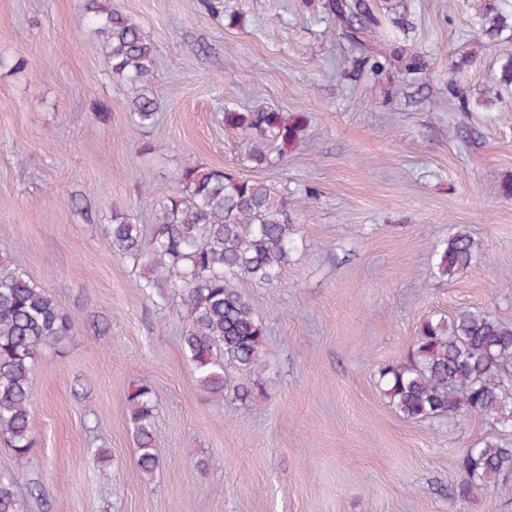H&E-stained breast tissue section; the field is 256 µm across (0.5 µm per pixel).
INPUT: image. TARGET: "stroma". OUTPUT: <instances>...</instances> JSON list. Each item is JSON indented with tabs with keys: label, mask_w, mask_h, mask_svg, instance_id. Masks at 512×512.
<instances>
[{
	"label": "stroma",
	"mask_w": 512,
	"mask_h": 512,
	"mask_svg": "<svg viewBox=\"0 0 512 512\" xmlns=\"http://www.w3.org/2000/svg\"><path fill=\"white\" fill-rule=\"evenodd\" d=\"M112 0L155 47L158 121L130 116L81 0H0V262L69 315L71 339L32 372L36 446L0 475L28 512H512L457 458L491 436L396 414L376 385L424 318L482 309L512 323V35L479 46L481 0H370L380 49L421 55L406 76L363 65L323 0ZM456 78L469 99L448 94ZM303 113L275 166L249 158L224 109ZM189 165L264 180L297 211L299 245L274 287L247 285L267 327L263 397L243 411L201 391L183 358L178 297L156 305L132 261L102 246L112 213L151 224ZM477 260L448 280L433 249L455 231ZM154 391L159 468L137 467L126 397ZM106 452L94 461L92 449Z\"/></svg>",
	"instance_id": "stroma-1"
}]
</instances>
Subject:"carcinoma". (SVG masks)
Returning <instances> with one entry per match:
<instances>
[{"instance_id": "cac0c4a2", "label": "carcinoma", "mask_w": 512, "mask_h": 512, "mask_svg": "<svg viewBox=\"0 0 512 512\" xmlns=\"http://www.w3.org/2000/svg\"><path fill=\"white\" fill-rule=\"evenodd\" d=\"M357 41L380 24L368 0H327ZM84 14L113 77L131 86L130 113L141 127L155 123L158 94L148 82L155 47L142 26L112 7V0H84ZM479 34L494 42L512 30V0L488 2L478 15ZM385 61L407 74L419 71L418 58L395 47ZM302 113L224 108V128L256 139L250 158L265 167L283 158L284 149L303 130ZM298 228L284 198L266 181L240 179L221 169L182 168L175 187L157 205L156 223L147 228L115 212L105 228L107 252L142 269L140 288L155 303L169 293L180 296L188 325L181 349L200 389L224 397V368L254 376L233 389L244 404L263 391L259 366L266 356V328L239 282H278L297 247ZM439 274L449 280L475 262L477 245L458 231L433 251ZM72 321L57 300L24 272L0 266V433L16 458L35 445L31 421L32 370L40 349L59 348L71 338ZM379 389L389 406L412 420H486L495 434L463 450L455 494L466 499L478 486L500 487L512 474V324L465 309L423 320L405 359L378 372ZM129 421L140 471L153 475L159 465L157 409L151 385L142 381L127 396ZM0 512H27L17 478L0 476Z\"/></svg>"}]
</instances>
